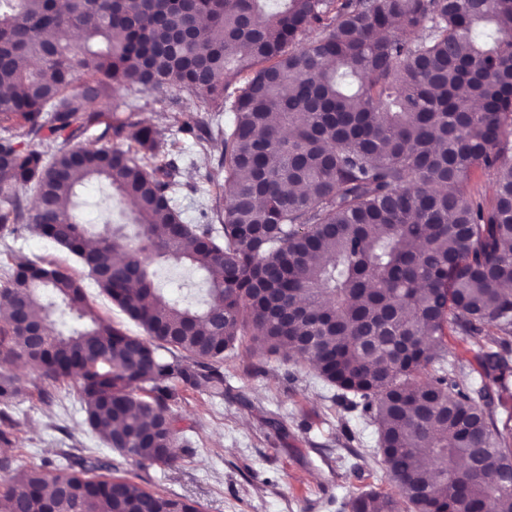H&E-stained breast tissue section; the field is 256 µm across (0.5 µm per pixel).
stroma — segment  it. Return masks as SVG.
Wrapping results in <instances>:
<instances>
[{"instance_id":"obj_1","label":"stroma","mask_w":512,"mask_h":512,"mask_svg":"<svg viewBox=\"0 0 512 512\" xmlns=\"http://www.w3.org/2000/svg\"><path fill=\"white\" fill-rule=\"evenodd\" d=\"M193 97L168 94L163 101L140 96L136 119L162 129L164 145L153 164L176 161L184 167L185 189L178 198L183 217L195 222L205 189L223 182L217 154L201 151L192 138L167 130V111H204ZM108 188L86 182L75 212L89 233L105 222L134 231L129 204L108 201ZM48 261L63 273L81 279L89 301L103 318L130 333L142 329L94 286L78 258L32 231L11 235L0 231V287L16 261ZM445 357L459 364V383L502 419L512 412V395L498 391L482 375L478 346L457 334L447 339ZM224 396L213 397L206 386H178L170 407L181 433L193 441V454L175 469L141 463L113 451L85 422L84 403L76 383L44 381L22 362L0 371L14 377L18 391L5 405L13 424L7 453L18 466L53 475L64 451L91 449L105 462V475L128 477L143 489L196 501L201 512H349L347 503L363 491H387L377 431L360 410L345 405L308 368L284 362L282 356L239 347L221 364Z\"/></svg>"}]
</instances>
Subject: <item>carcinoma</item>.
I'll return each mask as SVG.
<instances>
[{
  "label": "carcinoma",
  "mask_w": 512,
  "mask_h": 512,
  "mask_svg": "<svg viewBox=\"0 0 512 512\" xmlns=\"http://www.w3.org/2000/svg\"><path fill=\"white\" fill-rule=\"evenodd\" d=\"M172 88L210 102L165 119L224 164L227 189L196 224L177 208V167L147 164L157 131L96 109ZM2 121L20 133L0 136V231L110 271L97 288L149 338L100 317L79 279L27 261L0 289V366L76 379L110 448L175 468L173 385L224 396L218 363L246 339L299 356L375 424L392 491L354 495L349 512H512V426L447 366L428 370L448 333L490 336L483 376L509 390L512 0H0ZM101 125L108 144L78 145ZM26 139L58 146L47 158ZM477 168L495 177L488 201L470 188ZM92 179L136 200L141 237L88 247L73 201ZM169 261L200 275L202 296L159 287ZM53 308L71 329L32 334ZM64 460L48 479L0 456V512H198L90 475L104 465L89 456Z\"/></svg>",
  "instance_id": "obj_1"
}]
</instances>
